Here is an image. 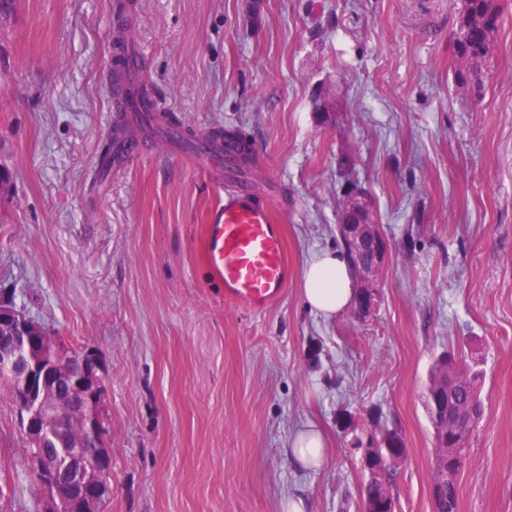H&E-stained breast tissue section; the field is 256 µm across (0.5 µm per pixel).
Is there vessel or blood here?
I'll list each match as a JSON object with an SVG mask.
<instances>
[{"label": "vessel or blood", "mask_w": 512, "mask_h": 512, "mask_svg": "<svg viewBox=\"0 0 512 512\" xmlns=\"http://www.w3.org/2000/svg\"><path fill=\"white\" fill-rule=\"evenodd\" d=\"M206 246L225 299L261 313L280 297L288 282L282 227L247 187L225 192L223 203L211 211Z\"/></svg>", "instance_id": "vessel-or-blood-1"}]
</instances>
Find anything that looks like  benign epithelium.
<instances>
[{"label":"benign epithelium","mask_w":512,"mask_h":512,"mask_svg":"<svg viewBox=\"0 0 512 512\" xmlns=\"http://www.w3.org/2000/svg\"><path fill=\"white\" fill-rule=\"evenodd\" d=\"M359 250L374 245L376 260L358 281L357 314L372 306L376 272L385 264L387 245L375 226L352 214L341 224ZM0 383L13 389L31 448L29 470L41 498V512H69L72 495L107 484L110 466L83 447L104 439L105 380L96 355L77 350L0 297ZM72 424L76 437L66 459H52L45 445L54 432Z\"/></svg>","instance_id":"1"}]
</instances>
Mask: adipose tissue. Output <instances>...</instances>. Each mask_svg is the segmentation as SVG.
<instances>
[{
  "mask_svg": "<svg viewBox=\"0 0 512 512\" xmlns=\"http://www.w3.org/2000/svg\"><path fill=\"white\" fill-rule=\"evenodd\" d=\"M300 294L307 309L326 318L347 311L357 297L355 275L342 250L315 253L304 267ZM326 439L313 425L296 432L285 451L288 462L297 467H321L327 457Z\"/></svg>",
  "mask_w": 512,
  "mask_h": 512,
  "instance_id": "adipose-tissue-1",
  "label": "adipose tissue"
}]
</instances>
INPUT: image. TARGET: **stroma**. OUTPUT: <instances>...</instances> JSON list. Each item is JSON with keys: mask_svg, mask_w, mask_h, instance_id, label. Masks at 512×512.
<instances>
[{"mask_svg": "<svg viewBox=\"0 0 512 512\" xmlns=\"http://www.w3.org/2000/svg\"><path fill=\"white\" fill-rule=\"evenodd\" d=\"M0 13V294L97 354L112 456L102 512H362V450L406 448L396 512H433L426 389L436 358L483 373L459 512H512V0L480 103L452 84L460 0H11ZM165 110L246 135L251 165L204 169L158 139L95 167L112 128L113 23ZM347 168L389 244L365 317L300 295L339 246ZM249 185L282 226L288 282L263 313L202 254L211 209ZM330 440L306 470L283 450ZM0 386V512H39ZM112 150L111 154L104 155L103 158L99 157L97 160V169L99 171H112L124 169L128 166L132 159L133 153L122 147H115L112 149V139L106 145L105 151ZM290 444L291 448L285 449V457L292 465L318 468L324 464L327 457L326 439L315 425H308L296 432Z\"/></svg>", "mask_w": 512, "mask_h": 512, "instance_id": "1", "label": "stroma"}]
</instances>
